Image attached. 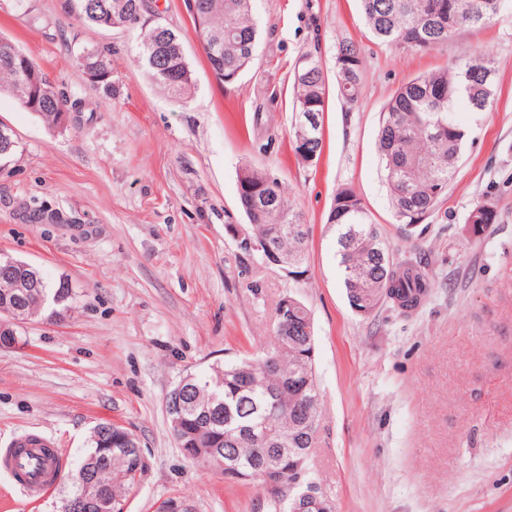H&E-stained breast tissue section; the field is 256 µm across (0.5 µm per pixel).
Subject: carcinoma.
<instances>
[{"instance_id": "carcinoma-1", "label": "carcinoma", "mask_w": 512, "mask_h": 512, "mask_svg": "<svg viewBox=\"0 0 512 512\" xmlns=\"http://www.w3.org/2000/svg\"><path fill=\"white\" fill-rule=\"evenodd\" d=\"M199 17L193 18L209 67L218 78L236 80L256 58L259 28L251 0H196ZM457 0H360L365 24L375 38L397 54L440 50L448 41L471 29L492 25L512 0H471L464 13ZM61 8L91 26L105 27L113 18L122 26L136 27L145 0H61ZM110 49L82 48L76 61L95 88L112 90ZM139 63L149 78L173 96L191 86L192 70L179 32L162 18L147 22L142 32ZM334 79L338 95L355 104L362 91L363 58L358 46L339 41ZM495 69L490 58L475 55L455 61L402 85L387 103L378 134V151L391 191L393 216L412 227L437 210L466 143V131L456 120L459 107L486 112L495 97ZM13 94L21 108L35 113L51 126L72 106L47 80L39 65L12 41L0 38V92ZM329 94V77L315 53L302 55L294 73L291 131L305 116L322 115ZM17 141L10 128L0 124V166L11 162ZM255 196L269 209L245 212L253 242L268 241L291 264L290 273L304 274L310 226L289 201L278 179L254 166L242 168ZM496 210L478 205L467 217L475 233L495 223ZM327 223L336 226L338 263L350 307L376 309L389 302L408 312L426 298L431 285L412 263L396 262L380 226L351 185L336 193ZM38 295L21 303L23 313L43 308L61 313L74 298L67 282L49 281L40 270ZM303 330L291 334L275 328L273 340L257 356L216 363L199 376L191 375V390L182 410L184 428L173 434L178 447L200 440L209 448L233 453L236 465L251 472L294 459L315 447L319 426V386L315 372V345L311 311L304 303L294 308ZM274 367L266 368L267 360ZM126 428L112 424L108 436H90L86 457L104 460L103 479L112 495L136 486L130 473L136 456L125 448L139 445ZM288 496V481L267 498L264 512H288L279 500Z\"/></svg>"}]
</instances>
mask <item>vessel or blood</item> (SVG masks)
<instances>
[{
	"instance_id": "obj_1",
	"label": "vessel or blood",
	"mask_w": 512,
	"mask_h": 512,
	"mask_svg": "<svg viewBox=\"0 0 512 512\" xmlns=\"http://www.w3.org/2000/svg\"><path fill=\"white\" fill-rule=\"evenodd\" d=\"M50 443L49 437L36 433L16 438L9 448L0 452V471L10 475L23 472L19 490L29 496L39 494L61 473L57 458L45 456L42 452L43 447Z\"/></svg>"
}]
</instances>
